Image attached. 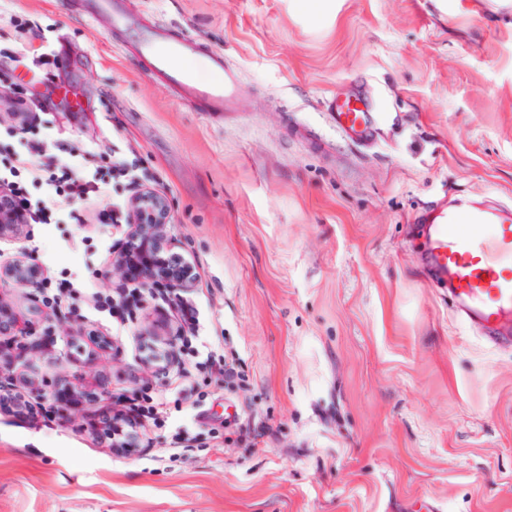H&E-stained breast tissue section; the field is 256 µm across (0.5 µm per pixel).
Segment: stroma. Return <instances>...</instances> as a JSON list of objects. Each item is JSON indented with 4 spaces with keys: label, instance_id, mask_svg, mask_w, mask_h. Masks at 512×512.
Segmentation results:
<instances>
[{
    "label": "stroma",
    "instance_id": "1",
    "mask_svg": "<svg viewBox=\"0 0 512 512\" xmlns=\"http://www.w3.org/2000/svg\"><path fill=\"white\" fill-rule=\"evenodd\" d=\"M125 5L223 53L238 109L179 103L86 0H0V152L103 151L165 193L198 275L194 333L237 376L195 374L203 402L170 403L132 455L85 419L0 407V512H512V342L431 286L413 224L442 200L512 207V0H333L320 23L299 0ZM43 52L55 66L33 67ZM351 96L383 114L371 144L333 125ZM129 195L113 177L110 199L62 203L23 245L0 244L46 271L42 288L0 289L39 309L19 392L100 375L117 401L172 375L147 333L174 314L162 298L119 326L92 300H45L65 280L120 299L125 227L97 214Z\"/></svg>",
    "mask_w": 512,
    "mask_h": 512
}]
</instances>
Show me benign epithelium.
<instances>
[{
    "label": "benign epithelium",
    "mask_w": 512,
    "mask_h": 512,
    "mask_svg": "<svg viewBox=\"0 0 512 512\" xmlns=\"http://www.w3.org/2000/svg\"><path fill=\"white\" fill-rule=\"evenodd\" d=\"M6 196L8 193L1 188L0 241L17 242L27 237L28 222L22 213L1 203ZM127 211L124 238L112 251V273L150 295L157 288H167L177 294L193 290L196 273L192 264L175 251L170 233L172 211L167 196L144 185L130 198ZM44 278V270L31 261L24 250L0 261V286L12 284L18 288L37 289ZM30 328L25 316L0 300V404L18 401L10 378L3 376L1 370L25 359L33 349V345L25 341ZM30 394L42 401L52 399L53 406L64 416L79 409L82 398L98 402L109 398L105 382L100 378L92 379L79 393L67 385L57 388L48 398L34 385ZM90 426L105 439H113L115 433L123 431L108 405L91 416Z\"/></svg>",
    "instance_id": "obj_1"
}]
</instances>
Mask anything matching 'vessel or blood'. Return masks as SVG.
Wrapping results in <instances>:
<instances>
[{
    "mask_svg": "<svg viewBox=\"0 0 512 512\" xmlns=\"http://www.w3.org/2000/svg\"><path fill=\"white\" fill-rule=\"evenodd\" d=\"M91 16H108L113 29L134 30L122 0H89ZM137 52L163 84L176 89L183 103L215 111L236 109L240 96L237 71L212 52L206 64L220 71L221 79L200 81L186 57L196 55L193 40L173 29L135 31ZM332 119L355 143L373 139L376 128L369 104L360 98L337 103ZM418 223L426 239V265L430 282L448 289L456 306L475 325L494 336L512 335V209L479 204L448 208L436 206L423 213Z\"/></svg>",
    "mask_w": 512,
    "mask_h": 512,
    "instance_id": "1",
    "label": "vessel or blood"
}]
</instances>
